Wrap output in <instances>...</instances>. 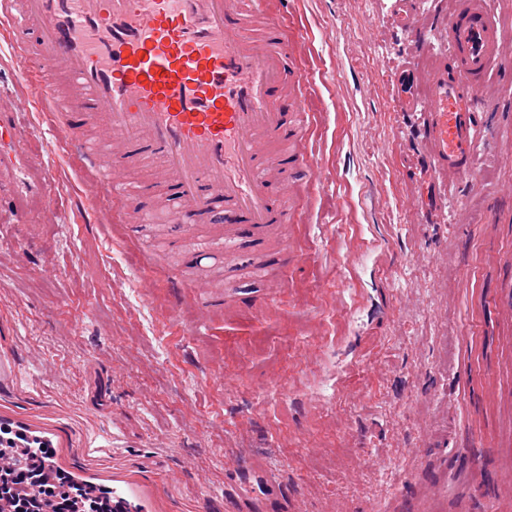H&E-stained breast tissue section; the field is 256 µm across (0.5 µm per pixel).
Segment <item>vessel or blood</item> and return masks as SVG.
I'll list each match as a JSON object with an SVG mask.
<instances>
[{"label": "vessel or blood", "mask_w": 512, "mask_h": 512, "mask_svg": "<svg viewBox=\"0 0 512 512\" xmlns=\"http://www.w3.org/2000/svg\"><path fill=\"white\" fill-rule=\"evenodd\" d=\"M271 0H0L30 87L53 132L112 221L129 169L157 162L155 196L183 225L220 223L228 253L258 248L320 181L307 147L311 85ZM406 33L394 101L422 134L433 178L473 177L485 146L480 93L512 70L489 0H449L424 23L420 0H395ZM106 116L105 146L83 128Z\"/></svg>", "instance_id": "vessel-or-blood-1"}]
</instances>
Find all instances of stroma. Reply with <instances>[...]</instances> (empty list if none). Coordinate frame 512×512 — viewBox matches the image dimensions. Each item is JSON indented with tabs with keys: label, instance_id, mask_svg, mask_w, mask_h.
Here are the masks:
<instances>
[{
	"label": "stroma",
	"instance_id": "obj_1",
	"mask_svg": "<svg viewBox=\"0 0 512 512\" xmlns=\"http://www.w3.org/2000/svg\"><path fill=\"white\" fill-rule=\"evenodd\" d=\"M393 0H288L321 187L226 268L217 226L93 224L49 134L0 145V421L139 512H512V81L438 189ZM37 182L30 194L21 181ZM183 283L180 292L170 276Z\"/></svg>",
	"mask_w": 512,
	"mask_h": 512
}]
</instances>
